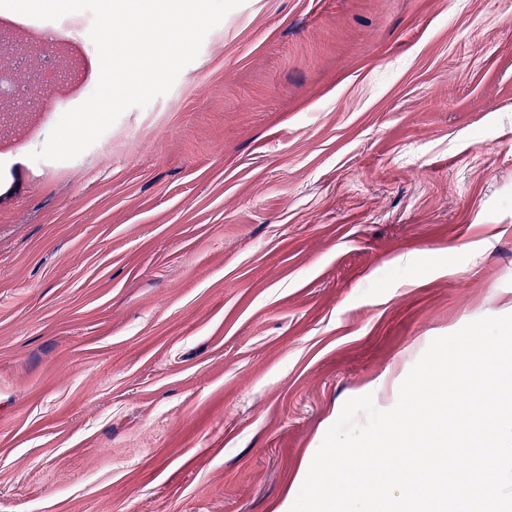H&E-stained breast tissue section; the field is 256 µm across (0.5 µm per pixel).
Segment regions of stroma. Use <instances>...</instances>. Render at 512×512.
I'll list each match as a JSON object with an SVG mask.
<instances>
[{
    "instance_id": "1",
    "label": "stroma",
    "mask_w": 512,
    "mask_h": 512,
    "mask_svg": "<svg viewBox=\"0 0 512 512\" xmlns=\"http://www.w3.org/2000/svg\"><path fill=\"white\" fill-rule=\"evenodd\" d=\"M51 130L0 158V512H279L347 400L512 313V0H244Z\"/></svg>"
}]
</instances>
